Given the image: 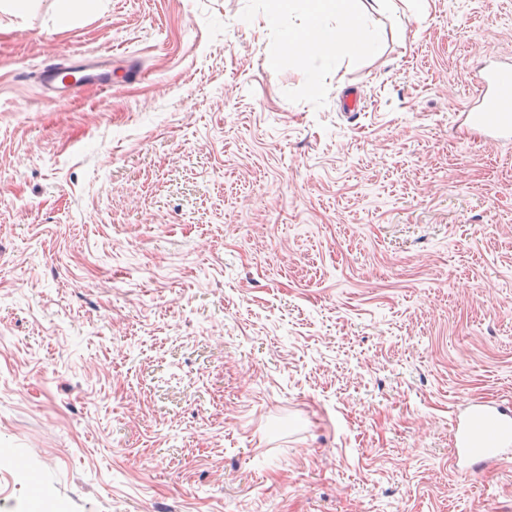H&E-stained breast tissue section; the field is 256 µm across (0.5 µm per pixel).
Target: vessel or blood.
Masks as SVG:
<instances>
[{
    "label": "vessel or blood",
    "mask_w": 512,
    "mask_h": 512,
    "mask_svg": "<svg viewBox=\"0 0 512 512\" xmlns=\"http://www.w3.org/2000/svg\"><path fill=\"white\" fill-rule=\"evenodd\" d=\"M36 78L54 99L66 100L89 86L112 85V57L83 56L72 64L44 61ZM471 81L479 90L457 114L458 123L477 127L482 138L494 143L512 142V58L487 57L473 71ZM453 468L465 475L480 466L512 459V406L481 398H461L453 418Z\"/></svg>",
    "instance_id": "1"
}]
</instances>
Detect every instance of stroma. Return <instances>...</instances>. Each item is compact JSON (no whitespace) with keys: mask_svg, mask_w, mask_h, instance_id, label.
<instances>
[{"mask_svg":"<svg viewBox=\"0 0 512 512\" xmlns=\"http://www.w3.org/2000/svg\"><path fill=\"white\" fill-rule=\"evenodd\" d=\"M394 2L279 64L269 0L0 11V448L65 512H512L451 466L512 402V144L453 119L512 0ZM103 51L135 82L32 80ZM0 512L54 510L1 464ZM355 36L354 32L347 28L336 27V33H333L329 29L322 28L321 26H315L309 33L308 41L310 43H323L325 48L317 54H321L323 57L326 56V49L334 44L347 45L351 38ZM482 424H491L497 430L512 428V406L510 403H492L482 398H461L453 418L454 448L453 469L458 475H466L493 462H505L512 458V436L496 433L488 439L484 451L478 452L479 429Z\"/></svg>","mask_w":512,"mask_h":512,"instance_id":"stroma-1","label":"stroma"}]
</instances>
